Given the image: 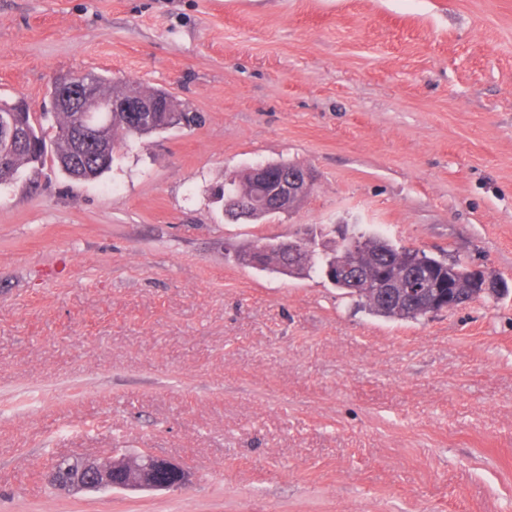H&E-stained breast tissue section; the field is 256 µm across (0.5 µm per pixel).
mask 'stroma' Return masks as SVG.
I'll return each mask as SVG.
<instances>
[{
    "label": "stroma",
    "mask_w": 512,
    "mask_h": 512,
    "mask_svg": "<svg viewBox=\"0 0 512 512\" xmlns=\"http://www.w3.org/2000/svg\"><path fill=\"white\" fill-rule=\"evenodd\" d=\"M63 72L201 122L0 185V512H512V292L387 320L235 259L346 224L512 285V0H0V100ZM277 162L311 194L228 219ZM144 449L191 484L46 481ZM259 180L261 179L254 173L253 167H251L242 175L238 184L235 181L230 183V185L234 186L230 190L233 194L239 195L242 198L260 199L263 191L257 183Z\"/></svg>",
    "instance_id": "35a3bbf8"
}]
</instances>
